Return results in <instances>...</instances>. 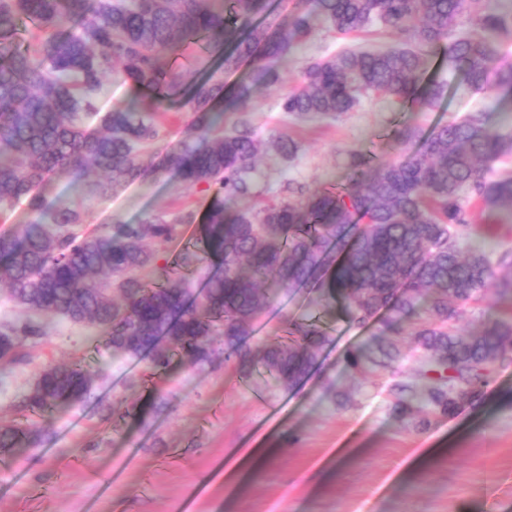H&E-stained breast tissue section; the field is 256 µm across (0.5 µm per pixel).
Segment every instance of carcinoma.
<instances>
[{
    "label": "carcinoma",
    "mask_w": 512,
    "mask_h": 512,
    "mask_svg": "<svg viewBox=\"0 0 512 512\" xmlns=\"http://www.w3.org/2000/svg\"><path fill=\"white\" fill-rule=\"evenodd\" d=\"M267 10L265 0H0V215L23 204L34 216L0 236V288L26 313L0 322L1 379L5 365L24 360L29 339L47 335L42 317L59 316L106 327L104 345L127 359L148 357L152 376L176 357L202 364L219 351L238 359L245 377L258 372L294 388L328 342L319 318L289 322L285 339L254 356L245 344L274 298L293 288L341 301L358 325L389 313L383 337L347 356L350 370L392 369L404 356L403 319H415L418 378L398 385L402 414L455 416L481 398L496 369L512 364V246L477 244L461 199L467 190L512 215V177H493V164L512 158L511 131L493 132L483 113L469 112L434 127L420 149L377 164L367 181L237 209L255 193L264 143L249 118L217 108L219 71L256 63L251 80L237 86L244 101L256 87L277 84L279 62L324 25L342 34L388 29L398 44L309 61L300 85L279 102L294 118H332L370 94L432 110L448 79L419 94L416 85L442 42L448 73L474 91L511 93L512 66L496 60L499 40L512 36V13H491L483 0H313L287 23L253 22ZM25 22L40 32L33 44L22 36ZM469 27L482 35L472 37ZM192 43L219 54L220 70L170 67L168 57ZM111 74L144 92L138 106L100 113ZM177 95L191 112L190 134L171 144L160 114ZM271 147L285 158L298 151L286 136ZM169 169L215 188L193 243L192 257L208 268L194 290L174 267H164L160 284L139 276L157 266L148 241L178 239L183 218L159 213L84 235L81 204L50 203L44 194L53 177L66 175L106 198ZM488 290L504 315L461 333L465 307ZM90 385L78 363L48 366L21 407L45 418L82 402ZM38 436L0 419V455L34 446Z\"/></svg>",
    "instance_id": "cac0c4a2"
}]
</instances>
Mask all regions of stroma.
Segmentation results:
<instances>
[{
	"label": "stroma",
	"mask_w": 512,
	"mask_h": 512,
	"mask_svg": "<svg viewBox=\"0 0 512 512\" xmlns=\"http://www.w3.org/2000/svg\"><path fill=\"white\" fill-rule=\"evenodd\" d=\"M389 40L373 30L322 28L281 62V85L256 94L246 109L261 140L285 135L300 150L287 161L267 151L255 201L288 197L291 183L348 184L353 154L374 164L396 160L399 134L409 127L426 132L480 109L490 129L512 131V95L474 93L459 80L429 112L380 94L333 119L302 121L280 111V97L309 59ZM45 195L82 199L89 231L148 214L191 215L181 238L157 244L165 262L193 242L213 199L206 187L171 174L134 181L106 199L57 176ZM316 300L306 289L281 293L251 341L272 343L289 322L320 317L329 340L291 390L245 379L237 362L220 355L195 366L175 362L157 380L148 358L113 357L101 341L104 328L54 319L50 335L29 342L26 360L0 382V418L26 420L19 401L51 362L76 360L88 369L89 396L56 414L35 447L0 457V512H512V365L498 369L481 400L455 417H405L395 392L416 378L414 351L388 371H347V353L366 349L383 322L357 325L340 304L322 310ZM157 391L169 407L154 415L146 407ZM112 406L141 413L116 431L106 417Z\"/></svg>",
	"instance_id": "35a3bbf8"
}]
</instances>
